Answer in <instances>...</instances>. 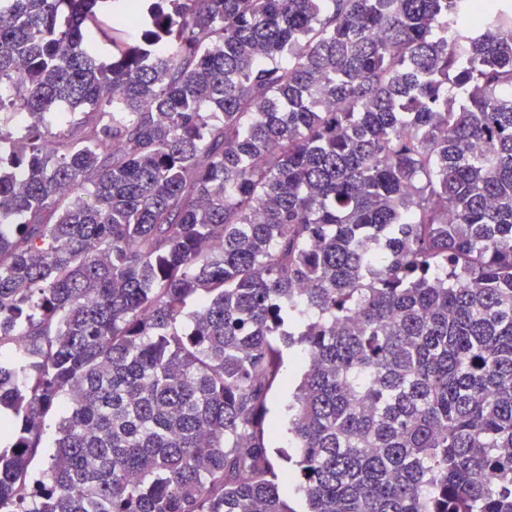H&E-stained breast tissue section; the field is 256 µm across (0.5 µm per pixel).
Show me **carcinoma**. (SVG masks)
<instances>
[{"label":"carcinoma","mask_w":512,"mask_h":512,"mask_svg":"<svg viewBox=\"0 0 512 512\" xmlns=\"http://www.w3.org/2000/svg\"><path fill=\"white\" fill-rule=\"evenodd\" d=\"M460 2L0 0V512H295L293 348L306 512H512V3ZM294 362H299L294 363ZM305 367L298 359L297 350H289L285 359L284 373L287 375L285 384L277 385L273 388L269 398V413L268 418L274 420L279 425V432L277 438L271 445L272 459L276 469L283 470L288 467L277 450H285L290 454H294V448H291L290 434L288 433V412L286 407L288 405L289 393L300 382Z\"/></svg>","instance_id":"carcinoma-1"}]
</instances>
